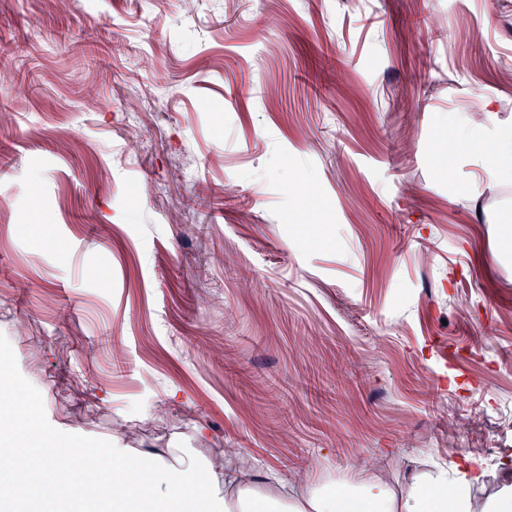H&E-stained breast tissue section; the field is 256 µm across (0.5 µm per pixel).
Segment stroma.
Segmentation results:
<instances>
[{
    "mask_svg": "<svg viewBox=\"0 0 512 512\" xmlns=\"http://www.w3.org/2000/svg\"><path fill=\"white\" fill-rule=\"evenodd\" d=\"M504 128L512 0H0V334L64 433L495 483ZM491 146L499 161L494 174L501 178L512 177V132L496 137Z\"/></svg>",
    "mask_w": 512,
    "mask_h": 512,
    "instance_id": "stroma-1",
    "label": "stroma"
}]
</instances>
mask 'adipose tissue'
<instances>
[{
    "label": "adipose tissue",
    "mask_w": 512,
    "mask_h": 512,
    "mask_svg": "<svg viewBox=\"0 0 512 512\" xmlns=\"http://www.w3.org/2000/svg\"><path fill=\"white\" fill-rule=\"evenodd\" d=\"M106 448L103 482L115 487L128 512H512V453L498 484L483 495L481 459L454 472L407 474L401 460L370 470L344 492L324 484L289 488L286 480L245 462L233 448Z\"/></svg>",
    "instance_id": "ef3b65f1"
}]
</instances>
